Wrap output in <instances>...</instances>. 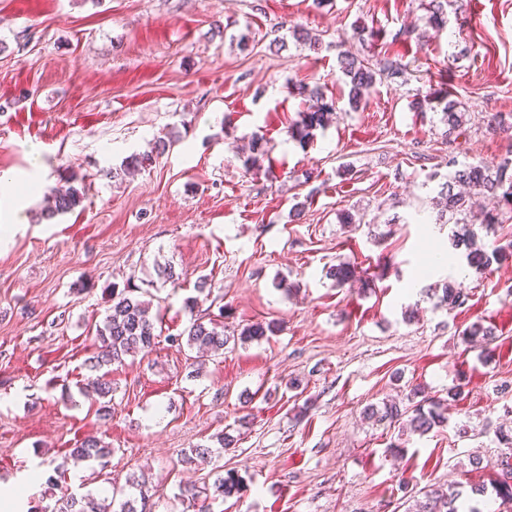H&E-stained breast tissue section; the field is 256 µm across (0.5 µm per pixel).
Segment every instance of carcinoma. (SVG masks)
Here are the masks:
<instances>
[{"label":"carcinoma","mask_w":512,"mask_h":512,"mask_svg":"<svg viewBox=\"0 0 512 512\" xmlns=\"http://www.w3.org/2000/svg\"><path fill=\"white\" fill-rule=\"evenodd\" d=\"M426 25L439 32L447 25L442 0H430L427 4ZM339 71L343 81L349 87L348 105L356 111L366 105V97L376 83L382 79L401 72V64L388 56L373 58L360 57L343 53L338 60ZM300 96L309 98L313 104L307 110L298 113V119L288 125V136L300 145H305L317 127L325 126L333 115V108L323 103L320 87L311 88L306 84L295 85ZM444 121L448 129L458 130L464 123L466 113L458 111V102L446 95L438 99ZM491 196L512 212V158H505L495 165L482 161L470 163L454 170L448 181L442 185L436 205L440 206L437 221L453 226L451 246L464 252L467 263L476 271L485 270L494 261L512 256V241L507 245L487 244L485 238L496 232L498 215L487 211L481 199ZM83 194L74 186L60 188L52 193V204L45 211L47 218L75 210L82 202ZM329 277L336 285L343 287L353 281L355 270L346 262H340L328 270ZM427 293L437 299V304L450 309L461 308L469 300L468 294L461 288L450 284L434 286ZM157 317L150 314L149 303L133 296V290L125 287L112 288L111 306L101 327L97 328L94 344L97 352L88 358L85 365L92 372L103 367L120 363L127 356L146 353L153 349L157 335L155 321ZM276 325L255 323L244 329L237 340L246 343L258 341L273 333ZM463 341L474 347L485 348L495 340L493 327L476 321L466 326L461 332ZM173 342H186L191 349L197 350L200 357H212L224 354L231 337L224 330L202 318L193 319L188 328L170 337ZM367 418L376 422H389L398 425L400 435L411 433L423 436L446 422L441 412V400L423 397L417 403L407 406L397 403H382L365 409ZM496 440L508 449L502 454L498 466L501 478L492 486L495 499L501 505L512 504V428L498 427ZM112 448L97 438H86L71 449L68 458L73 462L97 461L105 468ZM245 484L234 472L219 474L213 483L202 488L188 486L181 489V496L196 504L194 512H213L212 505L218 500L239 496ZM423 499L415 500V505L407 512H462L459 501L463 497L461 485H448V488H428L421 491ZM145 495L140 498L127 497L119 501L116 509L109 510L94 495L80 497L68 495L58 500V507L48 511L32 507L30 512H138L137 502H145Z\"/></svg>","instance_id":"obj_1"}]
</instances>
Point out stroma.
I'll return each instance as SVG.
<instances>
[{"instance_id":"1","label":"stroma","mask_w":512,"mask_h":512,"mask_svg":"<svg viewBox=\"0 0 512 512\" xmlns=\"http://www.w3.org/2000/svg\"><path fill=\"white\" fill-rule=\"evenodd\" d=\"M425 15L422 0H0V225L13 227L0 239V482L38 469L28 500L44 507L52 487L111 498L133 472L147 512H192L181 486L229 470L247 491L214 512H405L403 479L495 482L497 468L469 457L496 458L494 431L512 422V258L462 277L435 270L468 292L460 309L436 306L416 272L449 245L432 199L451 161L512 157V138L487 126L512 115V0H455L439 33ZM295 25L319 49L297 42ZM357 26L375 41L353 39ZM410 28L425 41L404 37ZM344 51L385 52L407 70L354 112ZM293 81L323 86L336 108L304 146L287 133L304 108ZM419 90L453 95L469 116L461 134L443 138L440 112L411 108ZM165 135L150 166L123 172ZM253 139L267 153L249 170L240 147ZM68 180L81 206L37 221ZM347 211L356 223H340ZM341 261L360 281L327 277ZM165 263L181 286L158 282ZM202 280L225 332H277L195 367L166 337L204 315L185 306ZM115 285L146 292L165 338L109 366L104 420L80 388ZM476 321L497 329L486 358L458 334ZM416 384L444 399L447 422L395 456L397 428L363 410ZM90 436L113 449L108 478L66 460ZM198 446L207 458H190Z\"/></svg>"}]
</instances>
